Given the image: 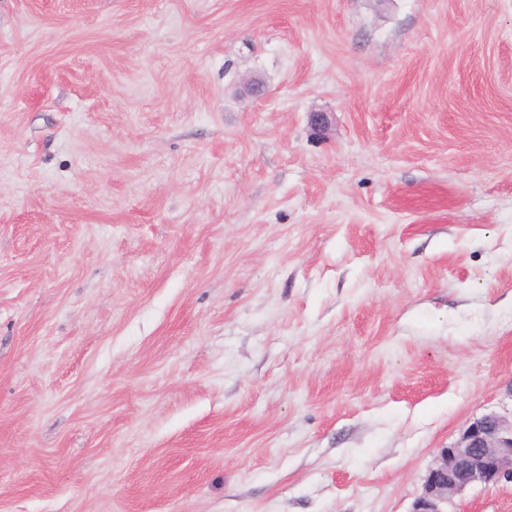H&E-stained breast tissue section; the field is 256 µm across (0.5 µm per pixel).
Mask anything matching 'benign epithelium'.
Returning a JSON list of instances; mask_svg holds the SVG:
<instances>
[{"mask_svg":"<svg viewBox=\"0 0 512 512\" xmlns=\"http://www.w3.org/2000/svg\"><path fill=\"white\" fill-rule=\"evenodd\" d=\"M512 484V417L495 412L470 422L456 441L436 451L411 512H447L474 484Z\"/></svg>","mask_w":512,"mask_h":512,"instance_id":"1","label":"benign epithelium"}]
</instances>
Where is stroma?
Segmentation results:
<instances>
[{"mask_svg":"<svg viewBox=\"0 0 512 512\" xmlns=\"http://www.w3.org/2000/svg\"><path fill=\"white\" fill-rule=\"evenodd\" d=\"M488 412L512 0H0V512H410Z\"/></svg>","mask_w":512,"mask_h":512,"instance_id":"obj_1","label":"stroma"}]
</instances>
